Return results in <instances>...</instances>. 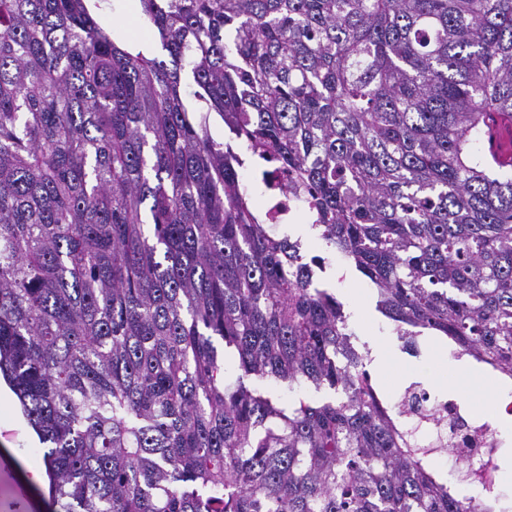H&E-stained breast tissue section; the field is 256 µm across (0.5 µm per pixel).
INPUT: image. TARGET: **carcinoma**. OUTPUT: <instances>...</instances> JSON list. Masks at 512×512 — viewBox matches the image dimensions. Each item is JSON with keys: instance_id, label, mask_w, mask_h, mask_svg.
I'll use <instances>...</instances> for the list:
<instances>
[{"instance_id": "1", "label": "carcinoma", "mask_w": 512, "mask_h": 512, "mask_svg": "<svg viewBox=\"0 0 512 512\" xmlns=\"http://www.w3.org/2000/svg\"><path fill=\"white\" fill-rule=\"evenodd\" d=\"M102 2L0 0V373L62 512H512L499 446L475 497L437 471L319 276L512 378V0H138L148 51ZM495 118L491 120L486 118L487 123V133H486V141L490 151L497 152L499 156H505L509 153V140L508 135L500 125V121L497 116L493 115ZM265 223L272 231L280 230L284 224H296L308 217L305 197L302 193L272 191L262 204Z\"/></svg>"}]
</instances>
